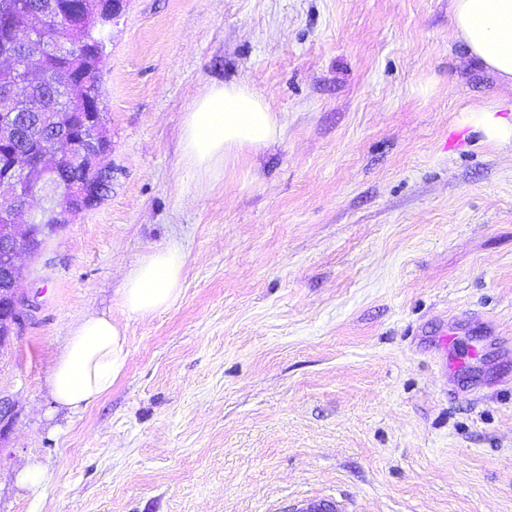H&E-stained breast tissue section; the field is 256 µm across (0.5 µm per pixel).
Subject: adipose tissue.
<instances>
[{
  "mask_svg": "<svg viewBox=\"0 0 512 512\" xmlns=\"http://www.w3.org/2000/svg\"><path fill=\"white\" fill-rule=\"evenodd\" d=\"M452 25L470 55L512 85V0H454ZM283 129L268 103L243 84H215L183 123V155L204 175L223 172L246 148L276 142ZM182 287V268L168 248L154 249L125 277L124 311L144 317L169 308ZM126 329L106 316H91L72 332L50 382L58 403L87 407L109 392L127 362Z\"/></svg>",
  "mask_w": 512,
  "mask_h": 512,
  "instance_id": "obj_1",
  "label": "adipose tissue"
}]
</instances>
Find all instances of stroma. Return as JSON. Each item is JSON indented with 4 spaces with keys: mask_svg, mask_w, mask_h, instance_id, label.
I'll use <instances>...</instances> for the list:
<instances>
[{
    "mask_svg": "<svg viewBox=\"0 0 512 512\" xmlns=\"http://www.w3.org/2000/svg\"><path fill=\"white\" fill-rule=\"evenodd\" d=\"M451 12L125 0L101 82L110 187L27 261L41 308L0 353V512H512V144L468 121L512 115V87ZM221 82L283 135L203 179L183 118ZM160 246L182 291L128 315L122 280ZM96 314L125 325L127 365L74 411L49 375ZM451 317L477 349L460 372L440 364Z\"/></svg>",
    "mask_w": 512,
    "mask_h": 512,
    "instance_id": "1",
    "label": "stroma"
}]
</instances>
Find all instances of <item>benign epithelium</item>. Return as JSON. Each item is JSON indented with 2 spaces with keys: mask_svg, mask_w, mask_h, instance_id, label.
I'll list each match as a JSON object with an SVG mask.
<instances>
[{
  "mask_svg": "<svg viewBox=\"0 0 512 512\" xmlns=\"http://www.w3.org/2000/svg\"><path fill=\"white\" fill-rule=\"evenodd\" d=\"M123 0H78L73 7L61 11L54 0L38 6L36 24L53 30L52 44L78 56L87 41L88 20L96 19L101 30L121 11ZM35 62L44 57L46 41L36 36L31 27L0 21V144L15 143L23 136L22 115L35 113L51 117L42 125L44 135L27 154L21 169L0 173V349L11 346L25 325L31 321L40 303L28 291L23 260L34 252L27 241L34 231V213L53 201L64 202L71 210L66 189L53 174L64 161L77 169L87 164H100L109 148L106 138L105 113L90 115L91 135L79 139L69 132V116L46 107L45 98L29 91V82L19 64L18 49ZM68 95L74 102L92 97L88 80L68 85ZM15 413L12 404L0 397V438L12 427Z\"/></svg>",
  "mask_w": 512,
  "mask_h": 512,
  "instance_id": "1",
  "label": "benign epithelium"
}]
</instances>
